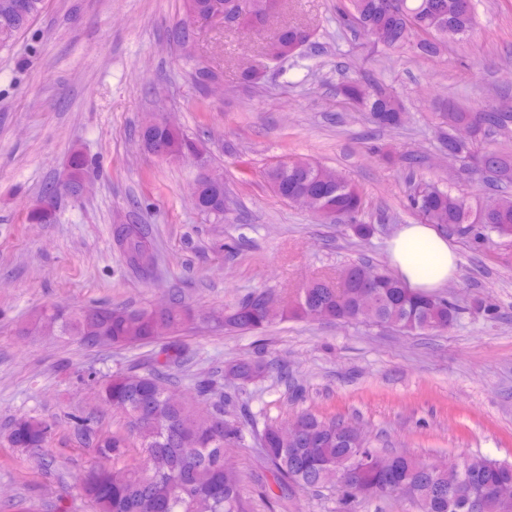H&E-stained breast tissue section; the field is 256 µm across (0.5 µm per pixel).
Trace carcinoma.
Here are the masks:
<instances>
[{
  "label": "carcinoma",
  "instance_id": "carcinoma-1",
  "mask_svg": "<svg viewBox=\"0 0 512 512\" xmlns=\"http://www.w3.org/2000/svg\"><path fill=\"white\" fill-rule=\"evenodd\" d=\"M26 14L16 15L10 0H0V50H8L26 32L43 8V0H25ZM278 0H251L241 13V27L252 31L263 25L274 13ZM381 0H350L349 15L361 32L372 36L378 29L386 47L402 46L422 35L418 48L435 53L450 39L469 35L475 26V3L458 10L455 0H387L390 9L380 11ZM302 28L282 25L264 46L268 56L279 62L294 55L289 45ZM340 93L357 102L368 112L371 121L381 129H395L400 124L402 107L397 97L380 85H364L349 81ZM471 120L474 137L471 143L457 141L452 123ZM512 123V108H488L471 112H442L437 115L436 129L440 142L448 147V157L464 160L474 151L485 156L492 182L481 206L474 208L465 197L445 188L429 198L422 196L430 182L422 179L410 195L408 208L425 224L446 226L465 235L476 224L500 237L512 238V153L486 144L493 128ZM142 146L163 145L167 159L186 160L195 157L200 145L177 127L164 126L154 120L141 125ZM70 181L49 190V198L60 193L72 195L73 185L89 175L91 162L79 150L71 154ZM265 178L273 192L285 198L292 187L301 189L321 184L322 195L307 200L308 210L320 220L348 224L353 232L366 237L372 226L357 221L362 208L358 188L339 171L323 167L307 158L287 157L265 170ZM196 207L217 219L224 218V177L217 173L210 179L194 180ZM114 243L127 263L147 273L155 265L156 255L146 228L137 224H118ZM373 269L368 264L347 268L348 279L339 283L315 279L296 294L287 307H270V293L254 294L224 310L218 322L224 330L249 333L262 329L281 318L300 320L369 321L397 327L407 332L446 330L455 321L458 308L445 297L416 294L397 278L376 269L379 280L368 297L360 288L361 274ZM193 321L190 307L175 296L160 310L130 306L95 305L68 312L44 308L30 319L37 332L46 336H71L87 348H129L158 343L152 365L140 370L130 367L117 371L99 383L102 399L124 408L130 430L135 433L148 456V466L114 469L96 466L82 481L85 498L97 512H247L240 480L224 472V450L243 439V428L224 419L230 406L224 387L208 376L195 380L192 401L176 404L167 400L165 391L186 357L176 336ZM269 363L260 355H244L224 367L238 388L244 389L265 376ZM306 428V439L288 442L277 423H267L254 431L265 459L284 480L301 490L325 485L327 479L321 463L344 460L358 449L377 458L376 468L363 476L369 485L390 474L413 485L420 512H466L463 501L448 495L464 471L485 475L492 486L512 482V465L482 457L465 458L448 466L438 477L428 463L413 457L381 454L365 444L357 443L339 430L340 423L325 421L311 413L297 416ZM52 424L35 417L16 419L7 439L15 448H41L51 435ZM76 439L101 458H114L123 453V435L102 434L91 426L90 418L73 417Z\"/></svg>",
  "mask_w": 512,
  "mask_h": 512
}]
</instances>
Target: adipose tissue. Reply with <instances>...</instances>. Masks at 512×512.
<instances>
[{
    "label": "adipose tissue",
    "mask_w": 512,
    "mask_h": 512,
    "mask_svg": "<svg viewBox=\"0 0 512 512\" xmlns=\"http://www.w3.org/2000/svg\"><path fill=\"white\" fill-rule=\"evenodd\" d=\"M390 263L412 292L431 294L455 277V246L430 224L401 225L388 242Z\"/></svg>",
    "instance_id": "ef3b65f1"
}]
</instances>
